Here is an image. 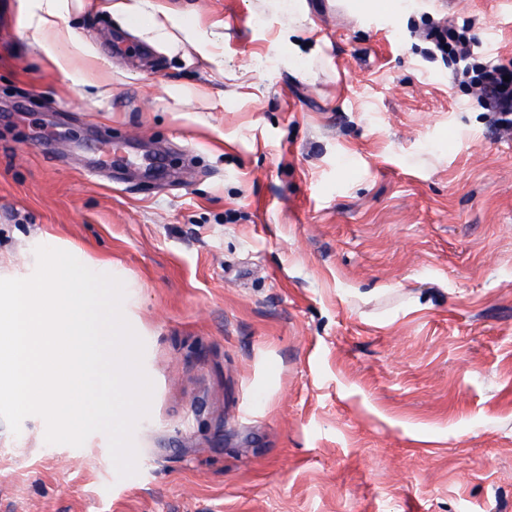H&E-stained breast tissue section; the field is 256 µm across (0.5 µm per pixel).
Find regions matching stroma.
I'll list each match as a JSON object with an SVG mask.
<instances>
[{
	"mask_svg": "<svg viewBox=\"0 0 512 512\" xmlns=\"http://www.w3.org/2000/svg\"><path fill=\"white\" fill-rule=\"evenodd\" d=\"M21 2L0 273L111 263L153 394L124 479L0 420V512H512V135L410 35L512 0H67L64 70ZM149 0H106L104 8L112 15L122 16H140L148 14L150 23L147 27L148 33L160 34L165 32V23L160 19L158 14L168 19L167 13L158 5L147 4ZM147 7L152 8L153 12L147 11Z\"/></svg>",
	"mask_w": 512,
	"mask_h": 512,
	"instance_id": "35a3bbf8",
	"label": "stroma"
}]
</instances>
